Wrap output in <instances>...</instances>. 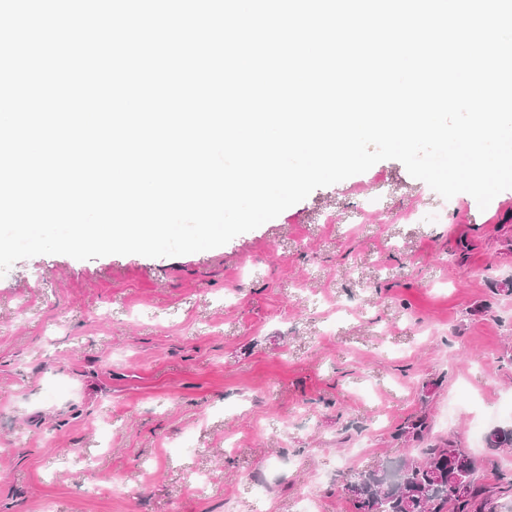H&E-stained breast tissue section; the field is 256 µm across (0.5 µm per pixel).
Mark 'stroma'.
I'll return each mask as SVG.
<instances>
[{
	"label": "stroma",
	"mask_w": 512,
	"mask_h": 512,
	"mask_svg": "<svg viewBox=\"0 0 512 512\" xmlns=\"http://www.w3.org/2000/svg\"><path fill=\"white\" fill-rule=\"evenodd\" d=\"M466 199L383 160L214 249L15 263L0 512H351L423 407L483 454L512 424V190Z\"/></svg>",
	"instance_id": "obj_1"
}]
</instances>
